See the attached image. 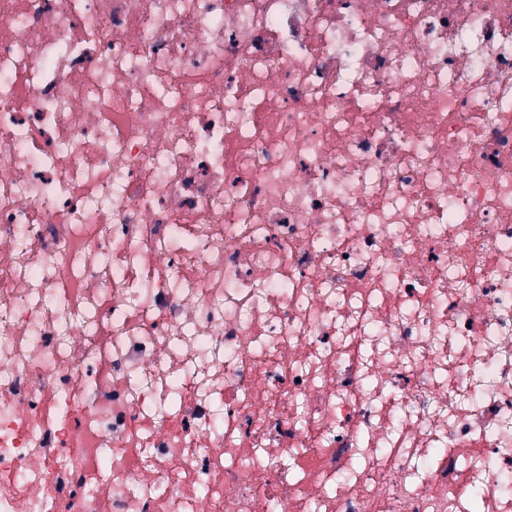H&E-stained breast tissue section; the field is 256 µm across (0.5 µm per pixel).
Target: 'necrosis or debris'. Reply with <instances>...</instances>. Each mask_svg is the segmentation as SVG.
<instances>
[{
    "mask_svg": "<svg viewBox=\"0 0 512 512\" xmlns=\"http://www.w3.org/2000/svg\"><path fill=\"white\" fill-rule=\"evenodd\" d=\"M512 512V0H0V512Z\"/></svg>",
    "mask_w": 512,
    "mask_h": 512,
    "instance_id": "necrosis-or-debris-1",
    "label": "necrosis or debris"
}]
</instances>
